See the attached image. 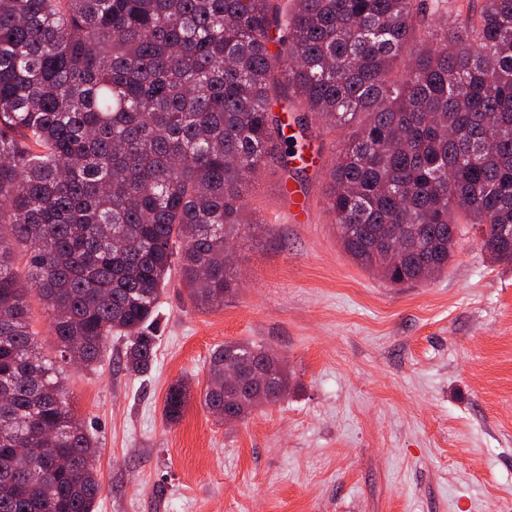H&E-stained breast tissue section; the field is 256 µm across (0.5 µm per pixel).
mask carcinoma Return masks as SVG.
<instances>
[{"instance_id":"carcinoma-1","label":"carcinoma","mask_w":512,"mask_h":512,"mask_svg":"<svg viewBox=\"0 0 512 512\" xmlns=\"http://www.w3.org/2000/svg\"><path fill=\"white\" fill-rule=\"evenodd\" d=\"M0 0V512H94L97 445L66 398L64 368L99 363L112 334L124 369L148 371L172 268L198 306L234 292L224 254L248 180L288 142L270 77L306 114L350 127L326 206L344 250L393 284L448 267V225L475 224L512 266V0L425 23L424 0ZM30 276L14 271V245ZM47 309L58 356L36 345ZM274 350L226 341L202 401L235 419L266 400L224 390L256 363L266 390L289 374ZM187 400L165 397L176 422ZM42 448L18 466L14 449ZM64 452L71 465H56ZM29 316L32 329L37 332L39 350L49 356H56V341L49 330V316L38 298L29 301Z\"/></svg>"}]
</instances>
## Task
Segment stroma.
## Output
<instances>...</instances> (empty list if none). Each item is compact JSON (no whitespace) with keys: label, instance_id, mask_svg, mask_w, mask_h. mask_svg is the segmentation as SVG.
<instances>
[{"label":"stroma","instance_id":"1","mask_svg":"<svg viewBox=\"0 0 512 512\" xmlns=\"http://www.w3.org/2000/svg\"><path fill=\"white\" fill-rule=\"evenodd\" d=\"M302 159L249 184L236 291L195 306L170 280L150 371L113 336L67 397L96 438V512H512V266L461 225L447 268L393 285L347 255L325 203L344 131L292 127ZM229 340L282 357L280 402L227 423L202 393ZM188 400L168 422L165 396ZM186 400L187 393L183 385L177 383L170 386L165 397L164 415L166 420L178 421L182 416Z\"/></svg>","mask_w":512,"mask_h":512}]
</instances>
